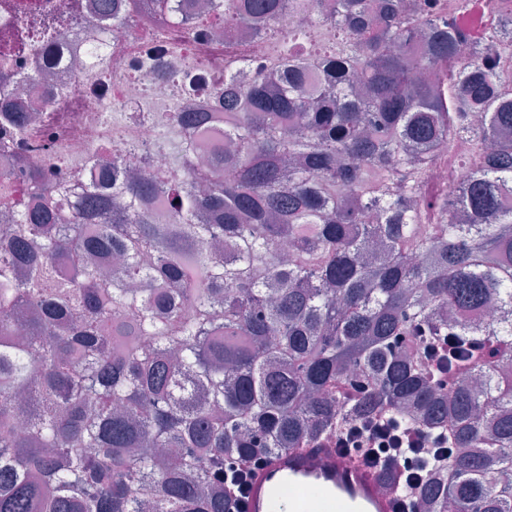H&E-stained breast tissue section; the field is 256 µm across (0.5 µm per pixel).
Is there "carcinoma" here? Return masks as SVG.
<instances>
[{"mask_svg":"<svg viewBox=\"0 0 512 512\" xmlns=\"http://www.w3.org/2000/svg\"><path fill=\"white\" fill-rule=\"evenodd\" d=\"M153 2L128 11L169 20ZM291 2L202 12L275 51L248 86L225 62L223 151L200 162L183 136L171 170L110 193L31 175L39 203L0 224V512H224L242 450L313 446L382 407L452 433L416 507L512 512V79L453 62L469 0H319L329 42L278 26ZM12 8L28 30L60 22ZM479 9L512 40V0ZM450 158L452 219L429 175ZM490 296L498 317L456 320ZM435 333L494 355L445 385L419 355ZM343 382L369 390L342 400Z\"/></svg>","mask_w":512,"mask_h":512,"instance_id":"carcinoma-1","label":"carcinoma"}]
</instances>
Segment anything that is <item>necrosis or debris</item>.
<instances>
[{"label": "necrosis or debris", "instance_id": "obj_1", "mask_svg": "<svg viewBox=\"0 0 512 512\" xmlns=\"http://www.w3.org/2000/svg\"><path fill=\"white\" fill-rule=\"evenodd\" d=\"M65 19L53 40L50 67L35 66L43 46L30 45L0 69V178L13 179L17 209L29 202L27 184L14 176V162L81 185L98 156L151 144L154 166L169 163L166 146L178 137L172 115L183 97L172 90L178 77L198 84L200 111H216L215 90L224 87V39L218 20L183 29L177 23L146 34L137 26L113 35L97 0H48Z\"/></svg>", "mask_w": 512, "mask_h": 512}]
</instances>
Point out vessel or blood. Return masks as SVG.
Here are the masks:
<instances>
[{"instance_id":"b4317fda","label":"vessel or blood","mask_w":512,"mask_h":512,"mask_svg":"<svg viewBox=\"0 0 512 512\" xmlns=\"http://www.w3.org/2000/svg\"><path fill=\"white\" fill-rule=\"evenodd\" d=\"M327 447L298 448L269 456L252 473L245 497V512H271L277 489L317 487L326 498L343 506V512H395V500L387 493L390 476L373 473L358 462L325 466Z\"/></svg>"}]
</instances>
